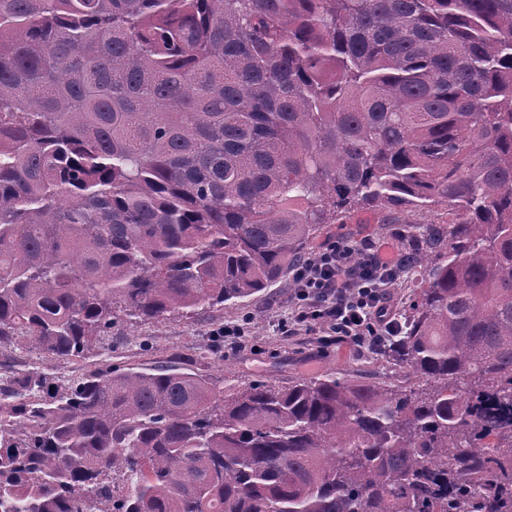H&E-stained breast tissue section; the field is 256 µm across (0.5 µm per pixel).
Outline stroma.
<instances>
[{
  "label": "stroma",
  "mask_w": 512,
  "mask_h": 512,
  "mask_svg": "<svg viewBox=\"0 0 512 512\" xmlns=\"http://www.w3.org/2000/svg\"><path fill=\"white\" fill-rule=\"evenodd\" d=\"M337 235L398 243L403 227L382 223L380 214L363 210L346 223L324 225L317 240L322 243ZM272 291L279 294V302L252 298L158 322L125 321L115 329L111 350L92 351L80 361L55 362L48 371L56 384L64 386L108 360L123 369L151 368L177 363L181 355L192 354L199 372L223 378L228 388L253 380L285 386L326 376L404 384L406 374L373 353L360 352L345 342L323 347L319 331L303 329L292 336L281 335L277 324L291 309L292 292L284 283L274 285ZM242 320L249 323L245 335L223 342L214 338L213 332L220 326Z\"/></svg>",
  "instance_id": "obj_1"
}]
</instances>
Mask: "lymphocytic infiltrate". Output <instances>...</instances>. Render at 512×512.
<instances>
[{
  "mask_svg": "<svg viewBox=\"0 0 512 512\" xmlns=\"http://www.w3.org/2000/svg\"><path fill=\"white\" fill-rule=\"evenodd\" d=\"M391 241L334 239L316 246L293 271L294 312L285 333L321 327L324 342H349L370 351L397 335L402 323L387 286L399 269Z\"/></svg>",
  "mask_w": 512,
  "mask_h": 512,
  "instance_id": "obj_1",
  "label": "lymphocytic infiltrate"
}]
</instances>
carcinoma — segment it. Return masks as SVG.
<instances>
[{"label":"carcinoma","mask_w":512,"mask_h":512,"mask_svg":"<svg viewBox=\"0 0 512 512\" xmlns=\"http://www.w3.org/2000/svg\"><path fill=\"white\" fill-rule=\"evenodd\" d=\"M442 211L410 385L108 364L0 393V512H512V0H0V352L251 297Z\"/></svg>","instance_id":"1"}]
</instances>
